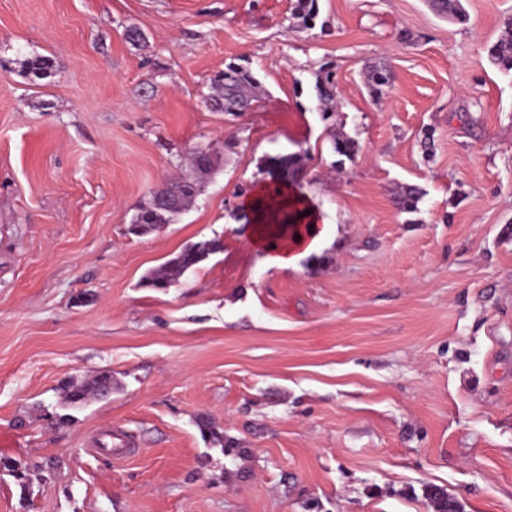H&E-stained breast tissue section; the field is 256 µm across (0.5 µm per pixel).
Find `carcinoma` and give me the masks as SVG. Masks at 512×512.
Returning <instances> with one entry per match:
<instances>
[{"label": "carcinoma", "instance_id": "1", "mask_svg": "<svg viewBox=\"0 0 512 512\" xmlns=\"http://www.w3.org/2000/svg\"><path fill=\"white\" fill-rule=\"evenodd\" d=\"M429 5L441 16L457 20L463 17L461 0H429ZM292 11L294 17L309 26L318 16L317 0H293ZM491 59L499 69L512 72V38L502 39L496 43L491 49ZM390 80L391 73L388 69L373 68L366 76V85L371 92L378 93L380 86L388 84ZM257 87L258 82L249 70L230 63L211 78V92L206 96V102L214 112L233 115L244 104L255 100ZM316 88L319 101L324 105L323 114L326 115L335 100L331 71H322L318 74ZM305 159L306 156L301 154L281 157L275 168L277 176L282 180H289L290 176L304 165ZM214 167L215 159L212 155L202 160L191 159V163L187 164V174L170 183L166 189L155 192L147 204L138 208L128 226V233L144 236L164 224L173 222L194 202L201 192L203 177L210 174ZM164 194L169 195V199L161 203L157 197ZM221 247V241L218 239L187 245L169 255L159 267L143 275L140 285L156 289L175 286L186 272L198 267ZM62 390L64 403L68 407L81 408L112 393V371H98L80 382L67 381Z\"/></svg>", "mask_w": 512, "mask_h": 512}]
</instances>
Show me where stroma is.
<instances>
[{
    "mask_svg": "<svg viewBox=\"0 0 512 512\" xmlns=\"http://www.w3.org/2000/svg\"><path fill=\"white\" fill-rule=\"evenodd\" d=\"M317 2L307 28L293 0H0V512H512V72L489 56L512 0H462L463 24ZM231 62L254 106L210 111ZM200 145L218 169L194 203L128 234ZM303 152L324 244L269 269L245 202ZM213 238L181 284L141 287ZM100 370L111 396L66 410L62 383ZM122 435L130 457L99 451ZM222 247L219 239H211L190 244L169 257L156 269L143 275L140 285L145 288L164 289L179 284L181 277L198 267L210 255Z\"/></svg>",
    "mask_w": 512,
    "mask_h": 512,
    "instance_id": "1",
    "label": "stroma"
}]
</instances>
